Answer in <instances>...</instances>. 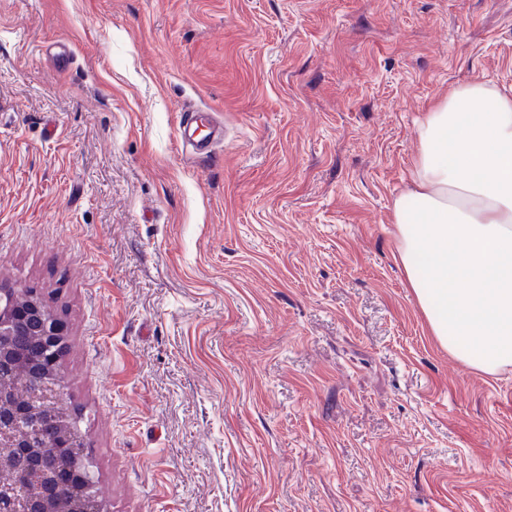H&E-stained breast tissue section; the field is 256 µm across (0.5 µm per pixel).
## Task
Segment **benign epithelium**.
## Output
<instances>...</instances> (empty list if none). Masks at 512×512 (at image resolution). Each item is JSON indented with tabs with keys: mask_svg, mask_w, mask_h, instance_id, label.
<instances>
[{
	"mask_svg": "<svg viewBox=\"0 0 512 512\" xmlns=\"http://www.w3.org/2000/svg\"><path fill=\"white\" fill-rule=\"evenodd\" d=\"M30 336L31 350L14 344L18 330ZM66 333L57 313L27 288L0 289V461L24 463L19 473L0 470V512H83V498L66 496L68 477L93 482L77 447L78 422L60 382ZM25 364L33 383L23 392L13 372ZM55 427V459H49L40 435L42 423Z\"/></svg>",
	"mask_w": 512,
	"mask_h": 512,
	"instance_id": "7a95c632",
	"label": "benign epithelium"
}]
</instances>
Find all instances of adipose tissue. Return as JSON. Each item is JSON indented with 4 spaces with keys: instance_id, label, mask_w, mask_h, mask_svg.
<instances>
[{
    "instance_id": "ef3b65f1",
    "label": "adipose tissue",
    "mask_w": 512,
    "mask_h": 512,
    "mask_svg": "<svg viewBox=\"0 0 512 512\" xmlns=\"http://www.w3.org/2000/svg\"><path fill=\"white\" fill-rule=\"evenodd\" d=\"M417 132L398 256L433 336L494 373L512 365V88L457 86Z\"/></svg>"
}]
</instances>
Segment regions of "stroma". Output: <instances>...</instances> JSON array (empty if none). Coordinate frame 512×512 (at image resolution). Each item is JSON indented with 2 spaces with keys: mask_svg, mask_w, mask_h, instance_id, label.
<instances>
[{
  "mask_svg": "<svg viewBox=\"0 0 512 512\" xmlns=\"http://www.w3.org/2000/svg\"><path fill=\"white\" fill-rule=\"evenodd\" d=\"M474 80L512 0H0V286L69 325L108 512H512V367L432 336L392 222ZM209 113L192 110L182 115L180 122V137L183 145H191L192 152L198 156H205L212 151V147L223 138V127L217 123L212 124L211 140L206 146L193 144L187 138H191L201 127H206Z\"/></svg>",
  "mask_w": 512,
  "mask_h": 512,
  "instance_id": "stroma-1",
  "label": "stroma"
}]
</instances>
